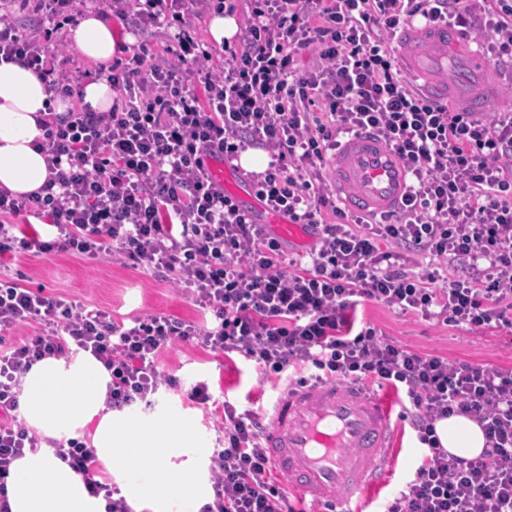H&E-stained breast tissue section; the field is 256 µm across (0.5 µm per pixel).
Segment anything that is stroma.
<instances>
[{"label": "stroma", "instance_id": "35a3bbf8", "mask_svg": "<svg viewBox=\"0 0 512 512\" xmlns=\"http://www.w3.org/2000/svg\"><path fill=\"white\" fill-rule=\"evenodd\" d=\"M210 20V14L206 13L172 24L145 26L130 15L123 19L113 17L111 23L122 46L146 43L160 62L167 57L173 35L182 30L200 40L213 55H222L223 47L210 37ZM9 272L24 286L96 305L110 311L118 320L156 313L187 320L199 317L191 299L176 288L117 263L95 262L67 254H29L16 259ZM357 318L377 328L385 338L419 355L440 356L493 370H512V332L508 329L473 333L462 326H448L434 319L403 314L373 300L358 307ZM159 369L174 379V387L160 389L148 400L139 402L138 407L169 410L190 419L196 426L199 444L204 450L203 462L207 465L221 448L222 436L215 430L210 410L187 398L190 385L207 384L213 395L224 396L240 413L247 409L267 411L272 397L282 386L281 381L264 377L254 362L241 356L225 357L188 344L167 349L159 359ZM365 386L381 396L393 416L399 419L397 463L386 483L370 495L368 512H383L388 501L404 490L424 450L416 441L409 421L400 418L402 404L394 388L378 386L371 380L366 381Z\"/></svg>", "mask_w": 512, "mask_h": 512}]
</instances>
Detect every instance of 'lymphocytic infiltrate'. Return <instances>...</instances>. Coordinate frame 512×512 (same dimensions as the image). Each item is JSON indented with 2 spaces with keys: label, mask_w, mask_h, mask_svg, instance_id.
<instances>
[{
  "label": "lymphocytic infiltrate",
  "mask_w": 512,
  "mask_h": 512,
  "mask_svg": "<svg viewBox=\"0 0 512 512\" xmlns=\"http://www.w3.org/2000/svg\"><path fill=\"white\" fill-rule=\"evenodd\" d=\"M224 56L176 34L156 64L134 44L109 79L107 112L47 113L36 147L48 176L36 192L0 190V512H10L11 464L39 439L16 415L21 374L67 352L91 353L112 376L120 410L172 386L161 353L185 343L235 353L263 374L303 369L299 384L374 380L407 399L428 452L388 512H512V372L422 356L356 327L365 300L482 332L512 328V113L475 115L430 100L400 67L393 32L446 19L512 60V0H250ZM233 15L237 0H112V13L146 25ZM312 65L302 69L303 56ZM0 57L23 63L52 98L81 91L55 53L0 12ZM381 136L409 175L402 206L383 221L352 216L331 189L328 163L342 138ZM268 153L248 180L268 210L308 225V263L287 258L266 225L219 186L207 161ZM336 221L323 223V213ZM117 262L178 288L213 321L151 314L125 322L61 294L23 287L4 264L30 252ZM423 254L435 270L414 273ZM466 273H448L451 263ZM224 446L214 455L212 500L201 512H295L273 474L268 419L214 406ZM475 418L484 451L441 448L437 420ZM55 455L80 473L106 512H130L95 472L78 438Z\"/></svg>",
  "instance_id": "f902f5d3"
}]
</instances>
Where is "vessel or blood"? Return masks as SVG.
Returning a JSON list of instances; mask_svg holds the SVG:
<instances>
[{
  "label": "vessel or blood",
  "instance_id": "obj_1",
  "mask_svg": "<svg viewBox=\"0 0 512 512\" xmlns=\"http://www.w3.org/2000/svg\"><path fill=\"white\" fill-rule=\"evenodd\" d=\"M409 75L424 79L429 98L448 97L442 77L457 68V85L468 108L486 111L490 100L477 88L488 66L480 45L454 26H405L395 40ZM337 199L355 213L383 217L398 211L407 171L389 143L370 131L348 137L330 163ZM266 222L285 240L304 238L301 225L270 213ZM265 446L283 486L332 506L333 512H364L369 490L391 471L397 426L381 400L342 381L284 387L269 408Z\"/></svg>",
  "mask_w": 512,
  "mask_h": 512
}]
</instances>
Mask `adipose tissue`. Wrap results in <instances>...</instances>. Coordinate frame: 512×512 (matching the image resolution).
Listing matches in <instances>:
<instances>
[{
    "instance_id": "ef3b65f1",
    "label": "adipose tissue",
    "mask_w": 512,
    "mask_h": 512,
    "mask_svg": "<svg viewBox=\"0 0 512 512\" xmlns=\"http://www.w3.org/2000/svg\"><path fill=\"white\" fill-rule=\"evenodd\" d=\"M66 41L87 60L108 69L122 50L111 23L87 12ZM50 101L31 69L0 60V188L37 191L47 178L33 142L47 111L66 112ZM112 378L91 354L81 352L34 363L21 378L18 395L24 422L51 439L82 437L95 450L134 512H172V503L201 507L200 450L193 424L170 414L118 413L106 404ZM442 448L462 458L482 453L486 439L473 418L453 415L435 424ZM10 512H103L102 497L90 495L83 477L48 447L16 459L6 480Z\"/></svg>"
}]
</instances>
